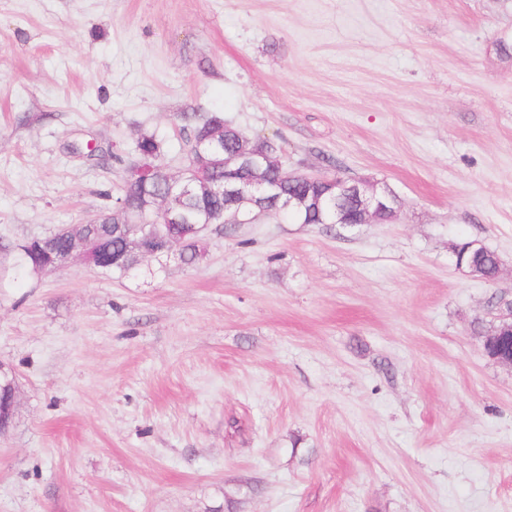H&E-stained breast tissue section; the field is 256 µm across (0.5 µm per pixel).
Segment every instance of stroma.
Returning <instances> with one entry per match:
<instances>
[{"instance_id": "obj_1", "label": "stroma", "mask_w": 512, "mask_h": 512, "mask_svg": "<svg viewBox=\"0 0 512 512\" xmlns=\"http://www.w3.org/2000/svg\"><path fill=\"white\" fill-rule=\"evenodd\" d=\"M185 112L399 212L19 277L18 244L111 209L140 135L179 170ZM510 303L512 0H0V512H512L481 335ZM464 259L463 267L479 278L493 277L499 261L497 254L490 249L481 254L474 255L468 252L464 255ZM2 375L10 376L7 381V390L2 389L0 395V432L8 425L13 415V409L16 402V376L10 366L0 363V378Z\"/></svg>"}]
</instances>
